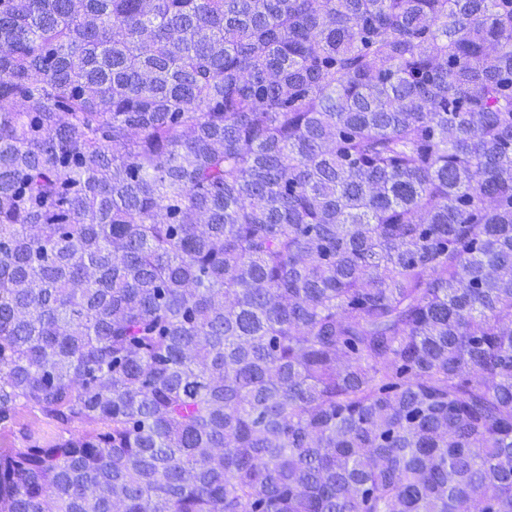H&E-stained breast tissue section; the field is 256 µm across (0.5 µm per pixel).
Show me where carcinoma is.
Returning a JSON list of instances; mask_svg holds the SVG:
<instances>
[{
  "instance_id": "obj_1",
  "label": "carcinoma",
  "mask_w": 512,
  "mask_h": 512,
  "mask_svg": "<svg viewBox=\"0 0 512 512\" xmlns=\"http://www.w3.org/2000/svg\"><path fill=\"white\" fill-rule=\"evenodd\" d=\"M0 512H512V0H0ZM61 433V427L44 419L38 412L19 407L15 423L0 430V448H27L36 441L49 440Z\"/></svg>"
}]
</instances>
